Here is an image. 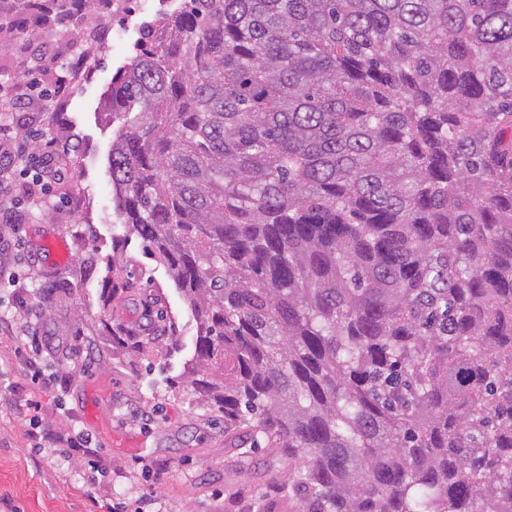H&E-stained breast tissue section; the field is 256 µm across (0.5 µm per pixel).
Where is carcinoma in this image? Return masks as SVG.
Wrapping results in <instances>:
<instances>
[{
  "label": "carcinoma",
  "instance_id": "cac0c4a2",
  "mask_svg": "<svg viewBox=\"0 0 512 512\" xmlns=\"http://www.w3.org/2000/svg\"><path fill=\"white\" fill-rule=\"evenodd\" d=\"M106 108L191 385L297 512H512V0H187Z\"/></svg>",
  "mask_w": 512,
  "mask_h": 512
}]
</instances>
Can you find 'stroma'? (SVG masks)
<instances>
[{"label": "stroma", "mask_w": 512, "mask_h": 512, "mask_svg": "<svg viewBox=\"0 0 512 512\" xmlns=\"http://www.w3.org/2000/svg\"><path fill=\"white\" fill-rule=\"evenodd\" d=\"M186 0H112L101 15L98 0H86L70 36L26 19L23 0H0V84L19 73L38 72L50 90L55 70L25 48L47 44L57 57L90 53V70L73 82L54 112L21 113L14 132L36 130L71 139L68 179L29 199L27 170L17 173L12 198L28 216L11 258L18 272L36 262L39 277L62 274L55 292L0 286V316L29 324L32 335L0 339V374L12 386L28 385L22 353L39 344L48 372L63 382L59 399L46 402L43 418L57 430L93 437L96 466L82 455L47 458L35 448L27 419L0 399V512H102L103 503L132 508L148 493L154 512H257L271 477L286 479L288 465L270 448L242 455L224 444V419L204 406L186 381L196 341V323L163 265L144 253L141 240L124 228L112 209L108 155L112 115L104 101L115 73L128 64L140 23L184 9ZM17 26L7 29L3 22ZM107 22V43L88 49L86 29ZM123 263L136 287L103 304L112 260ZM152 317H145L144 306ZM124 326L151 349L118 348L102 325ZM180 381L171 391L170 380ZM149 409L150 421L137 412Z\"/></svg>", "instance_id": "obj_1"}]
</instances>
